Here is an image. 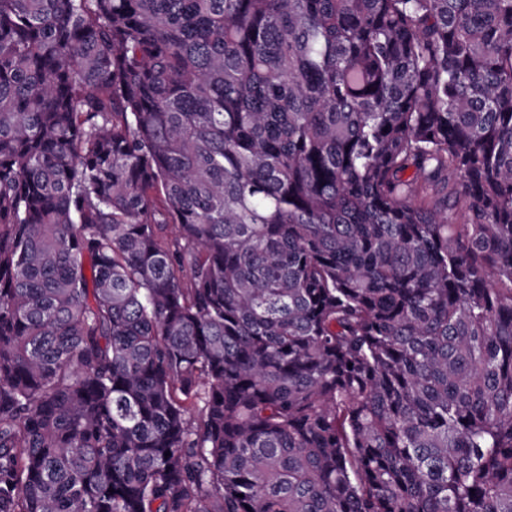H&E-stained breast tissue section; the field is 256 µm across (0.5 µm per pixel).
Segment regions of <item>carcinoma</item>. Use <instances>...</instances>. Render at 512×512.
<instances>
[{
  "instance_id": "cac0c4a2",
  "label": "carcinoma",
  "mask_w": 512,
  "mask_h": 512,
  "mask_svg": "<svg viewBox=\"0 0 512 512\" xmlns=\"http://www.w3.org/2000/svg\"><path fill=\"white\" fill-rule=\"evenodd\" d=\"M0 512H512V0H0Z\"/></svg>"
}]
</instances>
